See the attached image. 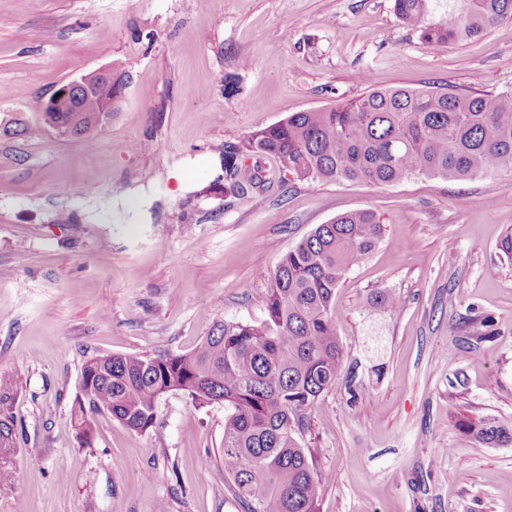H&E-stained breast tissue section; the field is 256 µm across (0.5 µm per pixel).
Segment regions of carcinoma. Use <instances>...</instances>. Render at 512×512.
<instances>
[{"label":"carcinoma","mask_w":512,"mask_h":512,"mask_svg":"<svg viewBox=\"0 0 512 512\" xmlns=\"http://www.w3.org/2000/svg\"><path fill=\"white\" fill-rule=\"evenodd\" d=\"M433 0H394L399 20L428 45H452L512 19V0H448L426 21ZM122 75L79 98V112L40 115L17 133L34 136L62 121L75 138L97 133L93 116L117 96ZM272 155L299 181L372 185L412 176L464 179L512 167V92L462 95L432 89L374 90L328 109L295 112L224 148V190L243 195L266 179L234 155ZM375 212L354 210L317 225L271 272L259 323L222 321L194 351L103 355L87 361L93 381L75 400V426L91 445L88 414L106 412L134 432L153 426L160 401L182 393L199 406L224 404V472L248 512H317L318 476L303 445L308 415L340 378L345 351L333 320L336 288L382 239ZM376 309L396 295L376 291ZM461 430L485 445L512 444V425L466 419Z\"/></svg>","instance_id":"cac0c4a2"}]
</instances>
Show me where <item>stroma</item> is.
<instances>
[{"label": "stroma", "instance_id": "35a3bbf8", "mask_svg": "<svg viewBox=\"0 0 512 512\" xmlns=\"http://www.w3.org/2000/svg\"><path fill=\"white\" fill-rule=\"evenodd\" d=\"M108 67L128 84L98 135L15 134ZM392 88L512 91V20L430 47L393 0H0V512H247L223 405L167 395L142 434L97 414L87 447L71 421L83 366L262 321L280 257L360 209L384 238L336 290L344 371L304 437L319 512H512V444L457 426L512 424V168L224 189V147ZM376 291L399 307L372 309ZM459 427L481 444L495 446L512 444V424L508 426L495 420L466 419L460 422Z\"/></svg>", "mask_w": 512, "mask_h": 512}]
</instances>
